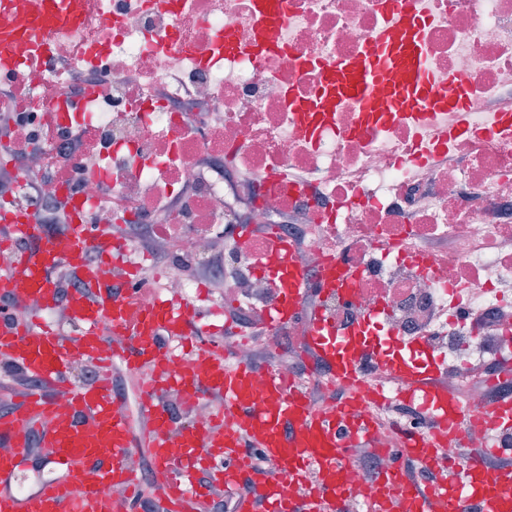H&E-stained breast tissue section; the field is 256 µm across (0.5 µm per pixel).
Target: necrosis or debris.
Wrapping results in <instances>:
<instances>
[{
	"mask_svg": "<svg viewBox=\"0 0 512 512\" xmlns=\"http://www.w3.org/2000/svg\"><path fill=\"white\" fill-rule=\"evenodd\" d=\"M409 2L426 20L436 86L464 82L471 101L467 131L447 144L437 140L448 127L442 112H390L367 127L349 99L310 135L291 108L317 97L325 66L359 56L393 22L382 0H284L280 49L258 60L225 55L218 41L230 24L251 45L253 0H88L78 31L52 35L49 62L0 74V85L21 80L32 92L14 106L0 97L10 134L30 141L0 170V201L42 219L81 201L84 223L145 233L181 225L180 240H153L168 269L147 302L199 298L208 286L187 270L210 262L223 238L220 271L242 276L216 313L250 320L247 340L224 324V348L239 363L261 336L302 340L310 329L297 302L271 322L288 281L260 266L356 271L318 295L337 336L353 340L364 326L391 347L418 341L439 352L454 392L476 350H512V127L499 124L512 112V0ZM77 70L94 79L76 94ZM132 75L147 90L131 91ZM76 105L90 142L71 137L77 123L65 115ZM212 112L222 117L215 127L204 122ZM56 163L73 167V179L51 177ZM241 169L253 172L251 187L236 182ZM269 224L274 235L255 247L251 228ZM477 311L493 313L490 327L471 324ZM363 381L374 395L368 445L382 466L403 430L426 431L425 412L388 371Z\"/></svg>",
	"mask_w": 512,
	"mask_h": 512,
	"instance_id": "obj_1",
	"label": "necrosis or debris"
}]
</instances>
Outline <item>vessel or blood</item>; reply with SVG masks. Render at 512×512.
Here are the masks:
<instances>
[{
	"label": "vessel or blood",
	"instance_id": "vessel-or-blood-1",
	"mask_svg": "<svg viewBox=\"0 0 512 512\" xmlns=\"http://www.w3.org/2000/svg\"><path fill=\"white\" fill-rule=\"evenodd\" d=\"M390 6L394 22L367 43L363 54L328 66L315 100L294 102L308 130L347 98L357 99L362 112L376 111L383 88L393 108L444 112L450 129H463L471 109L464 87L449 93L432 83L420 18L406 0H391ZM255 12L261 25L251 54L259 59L279 47L283 0H255ZM84 14V0H0V15L16 19L0 28V63L16 68L46 62L50 34L75 32ZM71 221L70 232L59 236L33 214L0 213V223L8 227L5 244H29L0 271V297L11 302L9 311H0V372L25 381L20 402L0 414V512H139L146 482L167 512H191L202 497L195 486L198 469L208 472L211 483L238 491L236 512H344L352 445L374 429L359 399L337 404L335 415L324 417L277 373L228 365L223 352L201 350L185 366H176L167 341L193 342L205 334L200 314L187 303L155 299L145 304L134 291L116 294L104 288L99 270L125 245L107 227L81 223L76 215ZM63 262L80 280L79 287L64 293L50 276ZM60 306L76 324L77 338L64 337L41 319V312ZM106 327L123 336L122 345L108 347ZM305 343L338 381L360 385L357 363L322 316H315ZM80 359L101 369L92 384L78 386L70 379L69 366ZM116 359L131 370L152 368L138 401V412L149 423L142 438L152 462L147 479L133 464L130 418L112 384ZM416 361L413 355L392 357L383 365L403 396L424 401L435 431L408 434L399 459L369 476V512H387L396 495L404 512H512V465L489 471L485 454L458 456L447 476L430 484L413 476L410 462L430 466L449 428L461 433L477 424L512 428V398L490 402L484 414L474 415L461 403H448L428 375L412 371ZM171 385L189 404L206 393L221 396L224 404L216 408L213 424L174 427L157 395ZM34 447L61 473L24 491L17 483ZM259 456L264 466L256 465ZM310 468L320 480L310 493L299 495L296 484Z\"/></svg>",
	"mask_w": 512,
	"mask_h": 512
}]
</instances>
